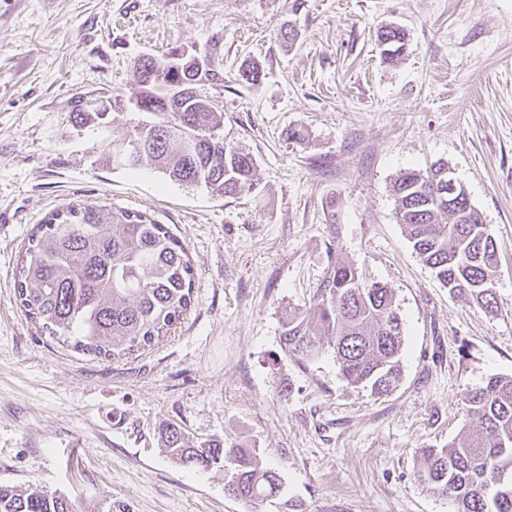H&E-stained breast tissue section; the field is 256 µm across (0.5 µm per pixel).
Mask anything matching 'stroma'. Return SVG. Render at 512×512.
<instances>
[{
	"label": "stroma",
	"mask_w": 512,
	"mask_h": 512,
	"mask_svg": "<svg viewBox=\"0 0 512 512\" xmlns=\"http://www.w3.org/2000/svg\"><path fill=\"white\" fill-rule=\"evenodd\" d=\"M385 25L409 37L393 63ZM214 41L224 141L254 158L252 192L127 166L141 113L71 121L76 97H133L141 56ZM439 161L498 245L497 315L441 285L397 222L395 177ZM78 201L151 215L192 261L184 319L124 360L59 345L16 298L30 234ZM336 255L394 294L392 394L349 385L331 349L283 348L288 311L313 315ZM494 376L512 377V0H0L1 484L78 512H247L223 472L171 459L174 424L278 469L265 512H455L418 478L419 451L462 437L465 394Z\"/></svg>",
	"instance_id": "35a3bbf8"
}]
</instances>
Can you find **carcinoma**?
<instances>
[{
	"instance_id": "1",
	"label": "carcinoma",
	"mask_w": 512,
	"mask_h": 512,
	"mask_svg": "<svg viewBox=\"0 0 512 512\" xmlns=\"http://www.w3.org/2000/svg\"><path fill=\"white\" fill-rule=\"evenodd\" d=\"M381 53L399 58L406 32L386 26L376 32ZM174 53L144 56L135 64L140 85L136 102L150 120L133 127L130 138L143 149L127 164L148 159L173 180L202 184L219 195L252 190L258 181L254 158L224 145L223 113L206 89L215 76L196 72L190 91L182 61ZM109 116L75 102L71 119L95 124ZM194 150H183L184 140ZM448 164L424 174L405 170L393 192L396 215L419 258L449 291L469 296L495 316L497 248L469 199L468 220L448 212ZM193 269L186 248L168 228L143 212L99 203H69L36 226L18 263L16 296L37 328L96 357L120 359L150 349L169 336L191 306ZM284 350L307 358L332 348L342 377L378 396L401 379L402 318L390 288L363 282L357 269L338 258L317 288L313 320L293 310L283 324ZM472 428L440 448L420 451L418 476L453 498L457 512H512V481L484 489L486 478L512 473V378L493 377L466 394ZM164 444L185 468L233 465L224 485L247 512H262L277 496L280 475L259 464L254 451L224 452L213 444H189L183 430L165 428ZM0 512H76L64 495L0 484Z\"/></svg>"
}]
</instances>
